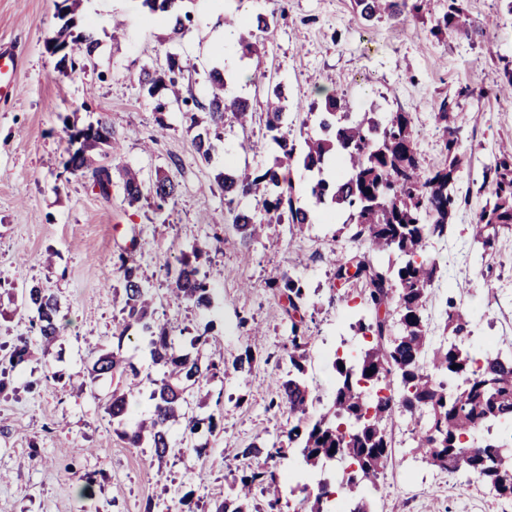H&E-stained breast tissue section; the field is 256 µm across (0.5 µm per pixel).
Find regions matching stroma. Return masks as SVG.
<instances>
[{
    "mask_svg": "<svg viewBox=\"0 0 512 512\" xmlns=\"http://www.w3.org/2000/svg\"><path fill=\"white\" fill-rule=\"evenodd\" d=\"M444 0H428L423 17L404 12L367 22L351 0H193L191 21L182 37L170 38L165 17L149 13L141 0H82L80 29L92 30L99 47L92 60L75 68L58 66L45 42L60 25L55 0H0V51L12 54L15 96H0V349L11 352L18 337L28 341L24 362L0 364V512H213L232 496L234 477L267 464L291 481L316 492L320 473L298 476L294 455L245 459L240 448L253 441H283L287 408L275 407L278 380L288 371L285 299L267 288L270 277L287 274L310 293L304 323L312 337L305 379L313 391L311 416L333 396L335 355L364 347L354 325L363 308L359 286L336 288L329 256L345 212L318 209L311 224H273L251 246L234 230L215 176L224 168L245 172L272 164L276 146L265 130L268 94L255 77L268 73L283 85L290 108L306 112L312 101L334 90L349 111L409 113L425 164L438 162L443 145L436 112L448 100L469 162L458 174L460 193L470 204L456 216L448 238L431 239L428 253L449 269V280L428 293L432 326L446 317L449 287L461 290L473 315L475 333L495 336L498 348L512 349V233L501 235L490 265L467 257L468 232L483 205L482 173L501 142H512V95L500 90L503 69L512 62V14L499 0H462L478 35L434 36L431 28ZM274 13L266 34L250 33L242 22L251 12ZM251 36L259 56L237 50L239 36ZM495 45L486 53L484 41ZM170 54L191 59L180 80L183 98H204L208 74H237L231 95L247 99L253 115L247 127L225 121L211 162L201 160L195 130L181 102L156 116L138 81L141 69L165 65ZM106 120L120 143L108 155L113 170L131 167L144 180L164 174L178 186L175 201L156 209L152 199L128 204L120 178L112 197H100L87 176L65 171L66 125ZM250 138L255 148L242 153ZM201 258L214 288L210 309L169 301L167 266L201 241ZM129 254L155 295L156 317L171 324L181 348L209 331L203 358L218 363L252 349L256 363L244 378L216 377L203 390L206 401L190 397L187 412L215 416V431L186 438L181 425L169 432L171 452L156 459L152 448L129 446L117 434L105 407L114 381L99 380L81 390L72 376L85 373L91 355L111 348L121 320L113 291L120 287L115 266ZM39 285L61 306V338L43 346L31 328V312L21 291ZM127 357L147 381L133 404L134 414L149 407L151 379L160 375L146 341L130 331ZM392 455L379 490L369 491L373 512H500V503L473 478L448 475L422 463L412 450V434L395 415ZM203 445L206 456L189 451ZM91 494H83L85 478Z\"/></svg>",
    "mask_w": 512,
    "mask_h": 512,
    "instance_id": "stroma-1",
    "label": "stroma"
}]
</instances>
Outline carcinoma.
Segmentation results:
<instances>
[{"label": "carcinoma", "mask_w": 512, "mask_h": 512, "mask_svg": "<svg viewBox=\"0 0 512 512\" xmlns=\"http://www.w3.org/2000/svg\"><path fill=\"white\" fill-rule=\"evenodd\" d=\"M80 2L56 0V15L63 25L45 48L50 55L60 56V65L74 54L91 59L98 45L93 32L75 31ZM142 2L152 14L176 12L172 33L183 34V20L190 19L188 11L179 14L185 0ZM425 2L353 0V8L370 22L383 16L394 18L407 10L418 13ZM274 19L275 12L258 11L248 24L266 33ZM432 32L437 37L448 32L470 37L476 30L461 0H446V10L436 19ZM182 72L183 66L174 56L167 58L164 69L141 71L139 81L155 110L163 107L159 93L175 91ZM209 82L211 94L203 100L192 99L194 112L189 116L191 125L197 126L196 112L206 115V125L195 136L196 150L206 162L212 155V137L218 136L227 116L243 128L252 120L246 99L225 94L227 79L223 72L211 70ZM290 116L282 84L278 83L269 96L265 118V127L277 146L273 163L241 175L220 173L216 184L224 193L232 225L245 245L252 244L267 224L284 220L300 227L310 224L311 207L348 212L342 227L346 243L331 253L330 262L335 279L362 285L370 319L358 322L356 327L370 341L354 355L334 358V398L318 417H309L313 397L304 373L311 337L304 320L296 321L291 315L307 307L309 295L300 280L287 274L271 278L269 287L287 301L290 368L280 381L279 398L294 421L286 443L267 450L253 442L238 455L257 458L264 454L271 458L293 451L303 469L323 470L347 462L349 467L343 470L339 482L348 500L345 512H372L365 492L378 488L380 475L391 458V422L394 413L399 412L419 427L411 433L414 450L422 460L452 475L471 476L496 498L512 501V443L507 437L512 431V356L503 357L481 337L472 335L470 311L452 296L448 298L444 325L451 338L432 336L424 316L428 291L443 276L438 260L425 255L426 244L432 238L448 236L454 214L468 203L456 187L457 174L468 163V157L460 149L448 100L440 102L437 112L444 155L432 166L420 158L417 134L405 112H394L382 123L374 112L357 115L347 111L342 96L330 92L323 101L310 103L307 116L315 120L311 126L302 123L307 132L300 142L288 139L284 132L292 124ZM67 137L64 168L86 173L92 179L103 170L93 150L101 145L114 151L118 147L112 126L102 120L69 130ZM333 155L343 171L326 177L324 170ZM295 162L315 173L304 202L296 196L291 179L282 173ZM121 178L130 205L150 195L160 210L178 194V185L159 173L150 184L131 168L123 169ZM483 185L489 188V198L470 225L469 248L486 260L495 253L501 233L512 229L511 143L500 147L493 161L484 167ZM244 198L261 205L264 219L258 221L252 212L238 208ZM205 253L207 246H195L181 255L175 270L167 271L174 282L173 300L192 303L199 309L211 307V284L199 263ZM117 264L122 278L121 330L112 350L95 357L80 386L130 373L125 386L112 391L106 406V413L119 424L129 419L139 381L137 369L123 355V347L128 331L137 328L147 341L153 363L162 367V377L152 381L147 415L123 429L120 438L133 447L146 441L154 455L162 459L171 450L169 424L181 422L191 435L203 423L211 432L217 428L212 415L205 421L188 415L184 410L186 395L220 371L226 376L251 373L256 358L248 346L243 355L221 368L214 362L204 366L199 357L181 353L172 330L155 317V298L139 265L124 254L118 256ZM25 305L35 313L33 326L44 343L56 341L60 337V303L56 296L33 285L28 288ZM382 385L391 387L392 395L370 401L367 387ZM476 434L481 435L477 444L465 441ZM256 488L266 496L269 512H276L285 484L275 471L264 466L244 472L235 496L224 499L215 512H250L248 499ZM297 491L304 494V501H312L310 512H327L325 506L336 494L328 482L319 483L313 497L307 494L305 485L289 488L291 494Z\"/></svg>", "instance_id": "1"}]
</instances>
